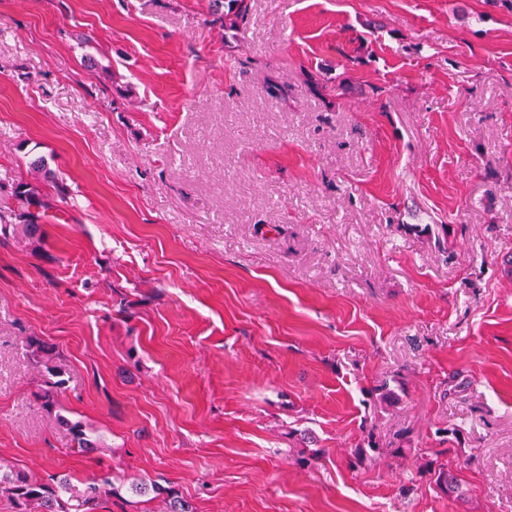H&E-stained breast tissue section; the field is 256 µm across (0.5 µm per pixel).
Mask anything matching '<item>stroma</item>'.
I'll return each mask as SVG.
<instances>
[{
  "mask_svg": "<svg viewBox=\"0 0 512 512\" xmlns=\"http://www.w3.org/2000/svg\"><path fill=\"white\" fill-rule=\"evenodd\" d=\"M36 157L70 195L0 234L1 472L112 475L99 512H163L135 478L194 512H512V0H251L236 30L0 0V203ZM38 361L37 363L42 368V376L47 377L48 380H44L47 390H45L42 398L44 399L43 406L50 413L57 411L58 403L54 398V393L58 395V392L64 387L65 380L62 379V370L58 367L56 359L57 354L53 345L42 344L38 341L35 343ZM52 379H55L52 381ZM55 389V392L53 391ZM57 422L72 434L75 447L78 452L90 451L93 448H99V437L92 432H87L82 423L72 422L60 413L55 414ZM421 476L430 475L438 487L447 492L448 494L456 493V496L461 495L462 491L458 483V478L451 468L444 466L439 468L432 467V464H425L419 472ZM130 489L132 493H135L138 496L154 494L147 501H151L162 496L163 501L167 506L166 512H193V507L188 501L178 496L172 488L162 486L156 481L148 484L144 480L134 479L130 484ZM164 495H166V497H164Z\"/></svg>",
  "mask_w": 512,
  "mask_h": 512,
  "instance_id": "stroma-1",
  "label": "stroma"
}]
</instances>
